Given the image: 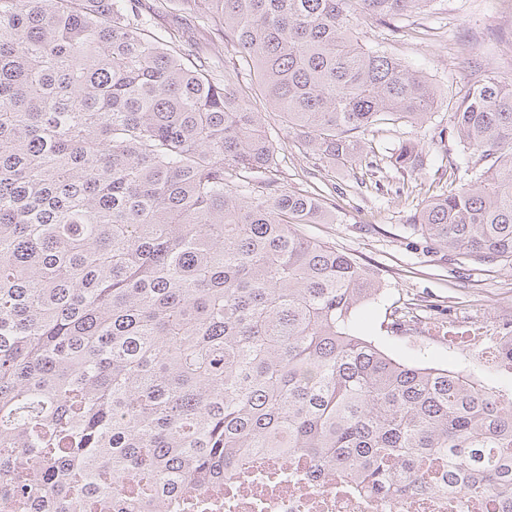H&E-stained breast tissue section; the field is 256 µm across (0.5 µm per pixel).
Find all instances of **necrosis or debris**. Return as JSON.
<instances>
[{"mask_svg":"<svg viewBox=\"0 0 512 512\" xmlns=\"http://www.w3.org/2000/svg\"><path fill=\"white\" fill-rule=\"evenodd\" d=\"M441 471L440 464L432 465L430 488L382 498L361 491L336 469L316 466L309 456L256 454L222 485L184 492L175 505L161 499L158 512H512L497 499L440 487Z\"/></svg>","mask_w":512,"mask_h":512,"instance_id":"1","label":"necrosis or debris"}]
</instances>
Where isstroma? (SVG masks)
Instances as JSON below:
<instances>
[{"mask_svg":"<svg viewBox=\"0 0 512 512\" xmlns=\"http://www.w3.org/2000/svg\"><path fill=\"white\" fill-rule=\"evenodd\" d=\"M157 28L178 32L191 45L194 59L210 64L221 45L194 14L174 7L156 18ZM363 40L404 64L422 71L440 97L425 126L404 124L374 128L368 160L349 170L302 150L299 138L278 118L268 121L271 137L281 146L280 179L291 190L334 184L335 218L331 224H303L306 237L326 241L376 270L382 295L358 316L359 331L389 356L443 369L468 368L484 384L512 391V371L504 365L469 362L470 337L453 339L393 330L395 316L426 326L461 317L512 322V269L500 263L479 264L443 259L427 248L413 225L418 202L448 184L449 159H461L449 105L486 76L512 83V0H435L425 13L402 18L397 29L362 22ZM408 138L420 139L424 170L396 171L389 157Z\"/></svg>","mask_w":512,"mask_h":512,"instance_id":"obj_1","label":"stroma"}]
</instances>
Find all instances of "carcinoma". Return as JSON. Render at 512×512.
Listing matches in <instances>:
<instances>
[{"instance_id": "obj_1", "label": "carcinoma", "mask_w": 512, "mask_h": 512, "mask_svg": "<svg viewBox=\"0 0 512 512\" xmlns=\"http://www.w3.org/2000/svg\"><path fill=\"white\" fill-rule=\"evenodd\" d=\"M177 2L234 52L224 79L140 0H0V503L153 512L256 451L384 498L440 458L446 486L512 502V398L356 333L379 273L298 233L335 199L280 182L265 130L351 170L373 127L423 126L438 88L355 20L433 0ZM450 121L469 158L416 229L512 266V84L474 83ZM424 159L406 139L390 163Z\"/></svg>"}]
</instances>
